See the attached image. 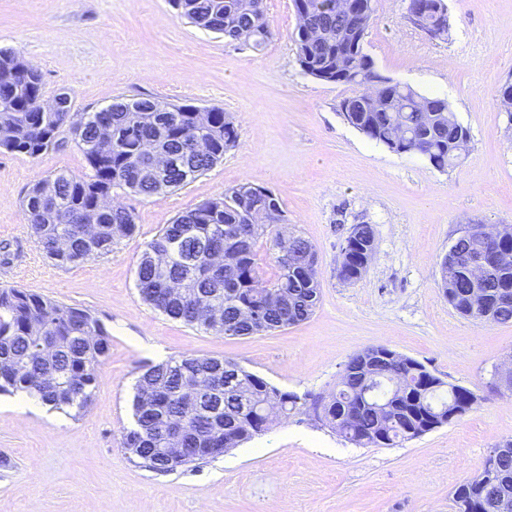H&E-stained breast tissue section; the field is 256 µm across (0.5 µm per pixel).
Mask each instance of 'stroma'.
I'll use <instances>...</instances> for the list:
<instances>
[{"mask_svg":"<svg viewBox=\"0 0 512 512\" xmlns=\"http://www.w3.org/2000/svg\"><path fill=\"white\" fill-rule=\"evenodd\" d=\"M450 37L431 40L408 0H373L365 48L378 71L447 98L470 132L446 171L369 141L339 112L347 87L305 75L293 0H266L262 50L226 44L169 0H0V49L41 72L44 98L69 93L80 120L117 101L164 99L224 109L238 131L223 161L153 197L116 188L138 232L72 266L47 260L25 221L35 181L90 173L69 134L38 157L0 152V284L87 309L112 337L91 404L70 417L0 394V512H453L451 494L512 440V392L492 374L512 354V323L460 317L439 287L440 260L471 224H512V116L495 101L512 73V0H446ZM248 182L270 189L283 234L317 253L321 298L305 322L261 335L214 336L144 303L136 268L145 242L181 212ZM371 225L362 278L340 280L342 244ZM384 345L479 392L464 416L394 448L351 445L303 410L198 469L156 473L120 443L133 424L139 375L158 357L233 360L278 388L328 394L348 360Z\"/></svg>","mask_w":512,"mask_h":512,"instance_id":"stroma-1","label":"stroma"}]
</instances>
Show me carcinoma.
<instances>
[{
    "mask_svg": "<svg viewBox=\"0 0 512 512\" xmlns=\"http://www.w3.org/2000/svg\"><path fill=\"white\" fill-rule=\"evenodd\" d=\"M265 0H170L179 15L218 33L229 44L251 32L272 35ZM298 17L293 37L303 73L317 81L343 85V119L368 140L393 153L405 148L444 171L458 162V142L469 130L456 119L448 100L421 95L381 75L370 54L354 50L373 23L372 0H293ZM42 75L14 52L0 50V151L37 157L69 131L92 171L77 176L59 171L32 184L23 200L26 223L39 250L61 265H79L112 253L119 240L136 232L134 213L110 202L112 189L143 197L187 186L235 147L234 123L218 108L202 109L157 99L117 102L89 112L80 124L68 112H42ZM496 104L512 113V80L498 88ZM112 146H99L102 134ZM201 138L207 150L199 153ZM151 143L176 161L158 172L141 152ZM283 209L269 190L242 183L224 195L179 214L148 241L137 265L140 298L167 317L215 336H252L307 320L320 301L317 274H308L304 257L315 252L300 234L288 236L293 257H279ZM369 224H358L345 238L336 275L354 282L364 273ZM265 242L273 279L256 259ZM220 252L221 262L210 260ZM512 254V225L493 241L475 233L454 243L456 268L441 277L448 304L460 316L479 322L512 321V261L491 265L475 284L464 267L488 251ZM278 294L285 301L269 303ZM223 309V322L211 323L201 309ZM111 347L110 333L89 311L60 304L25 288L0 285V393H24L63 412H83L99 384L100 366ZM359 355L345 366L336 391L299 396L281 390L240 364L207 354L180 355L145 369L133 399L134 426L121 439L138 466L167 473L159 454L171 420L183 425V440L196 449L199 466L224 449L262 435L276 418L305 407L348 442L363 448H393L457 419L478 395L434 375L418 360L393 353L368 362ZM203 377L224 376L222 404L197 406L183 387L182 369ZM343 418L345 426L336 424ZM481 470L452 493L455 512H502L512 502V442L494 449Z\"/></svg>",
    "mask_w": 512,
    "mask_h": 512,
    "instance_id": "carcinoma-1",
    "label": "carcinoma"
}]
</instances>
